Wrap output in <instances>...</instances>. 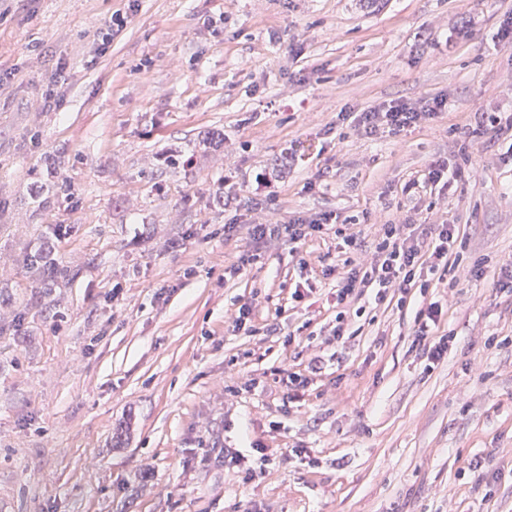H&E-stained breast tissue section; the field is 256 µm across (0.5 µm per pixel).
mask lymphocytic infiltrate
Returning <instances> with one entry per match:
<instances>
[{"instance_id":"f902f5d3","label":"lymphocytic infiltrate","mask_w":512,"mask_h":512,"mask_svg":"<svg viewBox=\"0 0 512 512\" xmlns=\"http://www.w3.org/2000/svg\"><path fill=\"white\" fill-rule=\"evenodd\" d=\"M448 110V100L441 95L421 97L418 104L391 102L356 113L353 121L367 136L384 132L397 134L417 123L439 117ZM334 231L343 247L336 264L324 266L323 277L335 278L336 317L328 342L347 343L356 331L353 321L368 308L397 298L406 304L413 295L421 302L415 312L412 345L433 369L448 355L451 334L435 335L442 316L440 301L428 300L430 289L439 287L448 273L469 279L484 274L481 263H465L458 251L459 229L454 224H383L373 249L363 250L356 233L348 225L334 224L332 214L308 220L297 218L287 224H255L249 229L254 249H261L274 238L291 244Z\"/></svg>"}]
</instances>
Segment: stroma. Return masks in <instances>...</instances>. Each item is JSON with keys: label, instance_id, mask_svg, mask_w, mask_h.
I'll return each mask as SVG.
<instances>
[{"label": "stroma", "instance_id": "stroma-1", "mask_svg": "<svg viewBox=\"0 0 512 512\" xmlns=\"http://www.w3.org/2000/svg\"><path fill=\"white\" fill-rule=\"evenodd\" d=\"M510 19L512 0H0V325L23 316L0 335V512H512V295L494 290L512 133L462 138L512 113V45L493 39ZM426 95L447 112L396 136L340 118ZM212 131L223 145L200 149ZM440 155L478 176L405 193ZM330 212L369 246L380 224L458 225L484 274L434 289L454 340L433 370L414 304L387 302L286 411L279 371L309 356L284 335L328 334L337 239L239 258L249 225ZM50 224L72 225L55 255L82 273L44 314L16 259ZM247 302L256 336L228 322ZM255 440L268 461L245 482L224 451Z\"/></svg>", "mask_w": 512, "mask_h": 512}]
</instances>
